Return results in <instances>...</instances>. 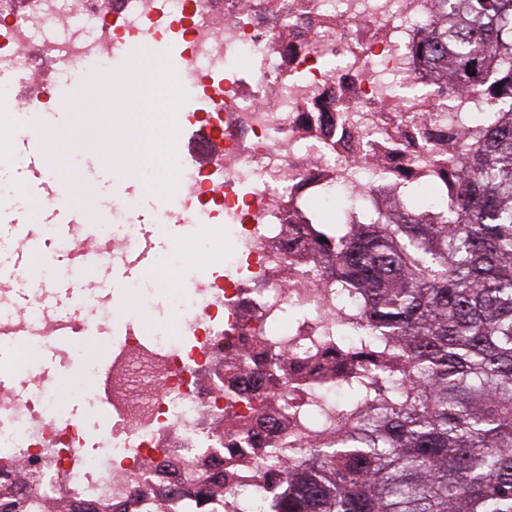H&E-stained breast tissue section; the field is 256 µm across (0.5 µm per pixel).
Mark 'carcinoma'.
<instances>
[{
    "mask_svg": "<svg viewBox=\"0 0 512 512\" xmlns=\"http://www.w3.org/2000/svg\"><path fill=\"white\" fill-rule=\"evenodd\" d=\"M435 2L419 51L436 94L508 118L465 157L445 223H425L413 191L396 222L319 221L339 281L366 292L357 343L405 382L361 417L336 406L349 433L288 471L278 512H512V0ZM346 391L379 388L357 376Z\"/></svg>",
    "mask_w": 512,
    "mask_h": 512,
    "instance_id": "carcinoma-1",
    "label": "carcinoma"
}]
</instances>
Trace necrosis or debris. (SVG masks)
<instances>
[{
  "label": "necrosis or debris",
  "mask_w": 512,
  "mask_h": 512,
  "mask_svg": "<svg viewBox=\"0 0 512 512\" xmlns=\"http://www.w3.org/2000/svg\"><path fill=\"white\" fill-rule=\"evenodd\" d=\"M432 0H0V63L14 74L0 100L24 114L63 109L84 94L55 95L57 74L124 55L136 43L174 47L184 63L182 123L222 147L215 173L172 159L177 201L160 224L222 221L224 274L195 281L143 335L118 314L92 320L29 314L33 351L82 359L112 406V425L88 454V426L61 418L37 364L24 389H0V512H278L288 466L335 444L345 383L383 367L335 341L337 323L360 325L366 298L337 285L335 237H323L311 201L345 226L386 220L404 188L455 182L483 140L468 123L476 103L441 102L417 44ZM139 201L112 193L122 236L98 259L141 245ZM112 334V373L91 337ZM83 343L58 345L60 336ZM209 488L206 496L191 481Z\"/></svg>",
  "instance_id": "4bbe7bcc"
}]
</instances>
